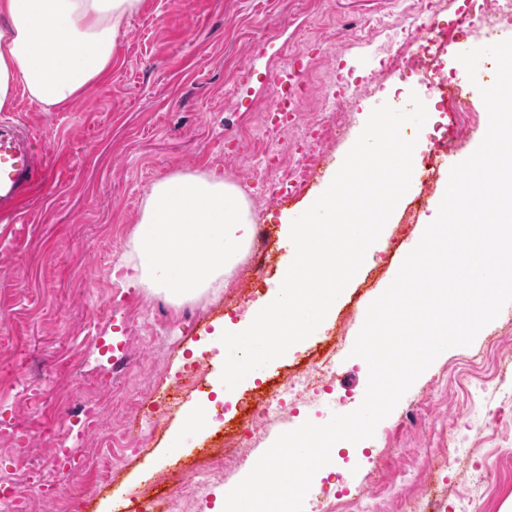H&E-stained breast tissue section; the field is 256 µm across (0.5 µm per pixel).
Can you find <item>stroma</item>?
<instances>
[{
    "label": "stroma",
    "mask_w": 512,
    "mask_h": 512,
    "mask_svg": "<svg viewBox=\"0 0 512 512\" xmlns=\"http://www.w3.org/2000/svg\"><path fill=\"white\" fill-rule=\"evenodd\" d=\"M418 7L419 0H144L124 24L111 70L81 98L46 112L17 95L12 118L53 165L52 179L27 202L20 222L0 225V476L20 484L27 512H57L72 483L93 490L75 512H112L117 496L126 498L130 512H141L151 497L175 493L191 477L193 461L213 451L220 436L240 432L236 419L213 420L199 430L185 419L221 381L224 354L212 344L216 326L236 325L245 313L225 306L220 288L176 302L162 291L124 286L114 271L136 258L133 233L155 183L175 174L215 176L241 190L254 223L271 227L274 243L256 296L273 292L292 257L288 226L325 191L369 112L418 95L428 120L405 132L424 154L448 124L447 102L420 70L377 68ZM465 10L469 0H434L435 25L447 34L433 66L451 82L459 50L512 33L498 0L470 11L467 35L449 30V18ZM294 54L304 63L298 120L270 142L266 130L277 120L269 106L274 82ZM351 77L360 92L344 111L331 113L324 100L328 86ZM321 121L326 132L298 200L266 208L253 185L275 170L259 166L256 153L273 150L278 168L287 169L291 142ZM418 189L411 184L398 202L371 258L319 328L266 376L243 379L231 400L255 404L264 389L304 370L333 347L338 324L355 342L366 307L430 221L426 207L414 224L403 223ZM511 354L509 303L470 346L440 354L372 438L349 444L333 475L312 481L303 512H315L323 494L362 487L372 497L359 512H401L410 498L418 500V512L451 501L465 512H512V364L502 363ZM194 357L208 360L211 371L198 388H178ZM338 364L350 399L333 394L272 424L245 465L211 483L195 507L179 500L173 512H217L225 491L281 433L356 410L368 366L348 348ZM65 402L96 405L95 424L71 426L60 411ZM142 403L155 408L154 424L123 436L124 420ZM33 439L38 454L17 453V445ZM60 442L79 458L109 446L116 462L104 478L73 470L69 482L45 495L46 457Z\"/></svg>",
    "instance_id": "35a3bbf8"
}]
</instances>
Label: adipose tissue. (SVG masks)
I'll use <instances>...</instances> for the list:
<instances>
[{
    "label": "adipose tissue",
    "mask_w": 512,
    "mask_h": 512,
    "mask_svg": "<svg viewBox=\"0 0 512 512\" xmlns=\"http://www.w3.org/2000/svg\"><path fill=\"white\" fill-rule=\"evenodd\" d=\"M143 0H0V112L17 92L44 111L67 106L112 67L128 16ZM246 200L224 180L155 183L134 232L128 283L181 300L222 287L250 236Z\"/></svg>",
    "instance_id": "adipose-tissue-1"
}]
</instances>
